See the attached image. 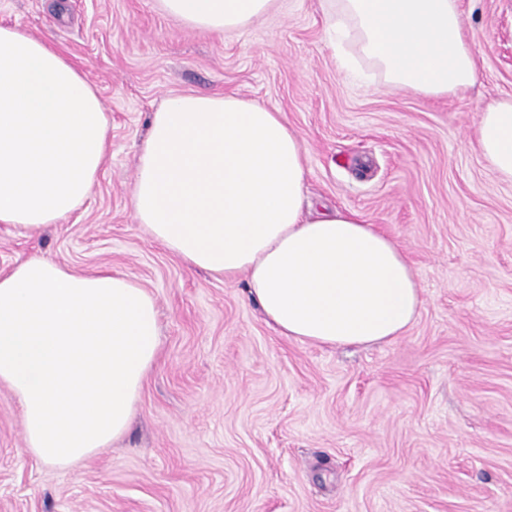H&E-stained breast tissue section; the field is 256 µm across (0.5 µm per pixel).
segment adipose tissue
Segmentation results:
<instances>
[{
	"label": "adipose tissue",
	"mask_w": 512,
	"mask_h": 512,
	"mask_svg": "<svg viewBox=\"0 0 512 512\" xmlns=\"http://www.w3.org/2000/svg\"><path fill=\"white\" fill-rule=\"evenodd\" d=\"M382 83L430 98L471 87L477 57L459 0H324ZM185 27L242 31L276 0H157ZM109 119L80 69L0 26V224L40 230L76 213L109 150ZM487 170L512 182V99L480 110ZM301 138L279 112L235 94L184 92L150 117L131 209L186 267L232 282L280 335L318 346L402 336L422 305L408 259L357 213L304 206ZM159 312L132 276L78 274L42 256L0 276V384L20 406L36 461L77 465L128 430L159 353Z\"/></svg>",
	"instance_id": "obj_1"
}]
</instances>
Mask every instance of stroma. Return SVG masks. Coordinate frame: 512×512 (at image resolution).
Returning <instances> with one entry per match:
<instances>
[{
  "label": "stroma",
  "mask_w": 512,
  "mask_h": 512,
  "mask_svg": "<svg viewBox=\"0 0 512 512\" xmlns=\"http://www.w3.org/2000/svg\"><path fill=\"white\" fill-rule=\"evenodd\" d=\"M476 51L462 96L339 70L319 0H279L214 35L156 0H0V25L55 44L110 121L84 205L42 232L0 224V273L33 255L132 275L155 298L160 351L128 432L60 469L24 450L0 385V512H512V183L488 172L479 109L512 98V0H460ZM233 93L303 141L306 197L358 213L405 251L423 300L364 346L278 334L245 278L186 268L130 208L148 120L169 96Z\"/></svg>",
  "instance_id": "35a3bbf8"
}]
</instances>
